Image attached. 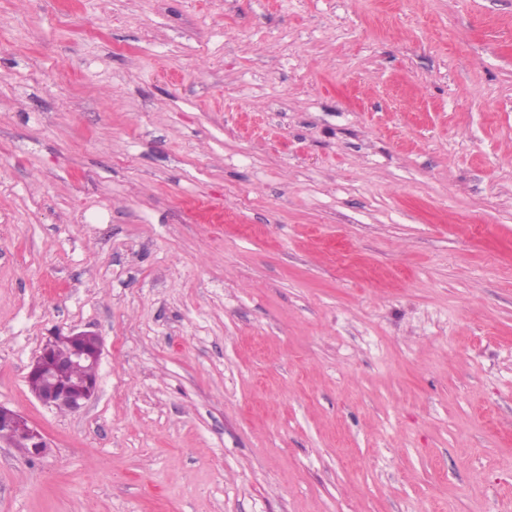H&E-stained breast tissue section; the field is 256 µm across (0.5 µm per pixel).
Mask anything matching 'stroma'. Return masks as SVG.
<instances>
[{"mask_svg": "<svg viewBox=\"0 0 512 512\" xmlns=\"http://www.w3.org/2000/svg\"><path fill=\"white\" fill-rule=\"evenodd\" d=\"M0 405V512H512V0H0ZM57 338L68 343L70 350L60 353L55 346ZM92 338L94 341L91 344H86ZM102 351L103 344L100 337L88 332H71L67 335L53 336L47 340L27 374L28 386L34 397L49 409L57 411L66 409L67 412L81 409L97 391V369ZM67 365L91 366L90 372L94 375L95 380L61 389L50 385L44 389L34 390L32 376L38 377L39 380L50 379L58 368ZM88 370L85 367L60 368L54 376V382L60 385H73L84 378H90ZM23 435H27L28 454L40 456L45 453L48 444L41 430L21 412L0 405V443L16 448Z\"/></svg>", "mask_w": 512, "mask_h": 512, "instance_id": "35a3bbf8", "label": "stroma"}]
</instances>
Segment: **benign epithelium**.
Returning a JSON list of instances; mask_svg holds the SVG:
<instances>
[{"label": "benign epithelium", "instance_id": "benign-epithelium-1", "mask_svg": "<svg viewBox=\"0 0 512 512\" xmlns=\"http://www.w3.org/2000/svg\"><path fill=\"white\" fill-rule=\"evenodd\" d=\"M103 344L100 337L77 332L52 337L42 346L27 374L28 386H33L32 377L49 379L62 366H88L92 374H97ZM97 391V381H85L77 386L58 388L50 385L33 391L34 397L45 407L69 412L81 409ZM27 436L28 454L40 456L48 448L41 432L21 412L0 405V443L16 446L21 436Z\"/></svg>", "mask_w": 512, "mask_h": 512}]
</instances>
